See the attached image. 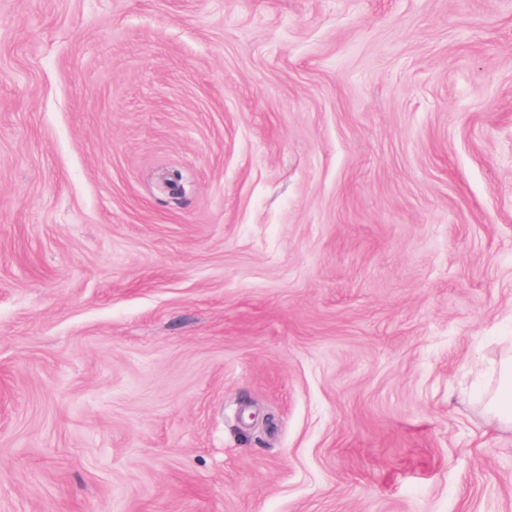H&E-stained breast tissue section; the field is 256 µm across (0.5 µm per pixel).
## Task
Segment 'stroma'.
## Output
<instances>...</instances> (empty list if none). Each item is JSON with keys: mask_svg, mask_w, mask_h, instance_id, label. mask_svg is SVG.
Wrapping results in <instances>:
<instances>
[{"mask_svg": "<svg viewBox=\"0 0 512 512\" xmlns=\"http://www.w3.org/2000/svg\"><path fill=\"white\" fill-rule=\"evenodd\" d=\"M512 0H0V512H512ZM488 423L501 432L512 431V357L503 360L499 383L489 402Z\"/></svg>", "mask_w": 512, "mask_h": 512, "instance_id": "stroma-1", "label": "stroma"}]
</instances>
